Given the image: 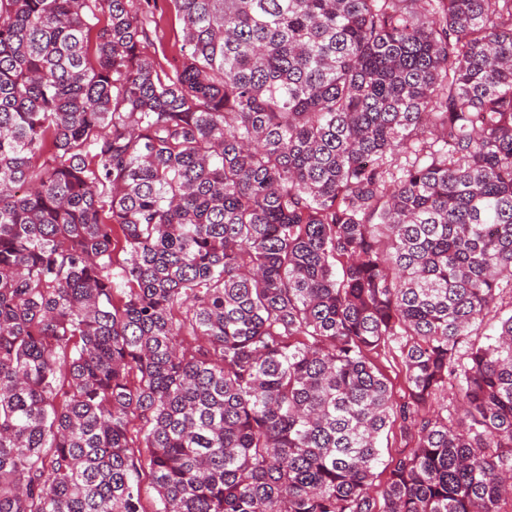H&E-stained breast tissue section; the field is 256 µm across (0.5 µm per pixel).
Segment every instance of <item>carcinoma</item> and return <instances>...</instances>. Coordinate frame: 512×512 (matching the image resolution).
Listing matches in <instances>:
<instances>
[{
	"mask_svg": "<svg viewBox=\"0 0 512 512\" xmlns=\"http://www.w3.org/2000/svg\"><path fill=\"white\" fill-rule=\"evenodd\" d=\"M165 3L0 0V512H505L512 0ZM181 22L174 12H167L161 23L159 36L148 45L145 54L156 67L171 71L182 62Z\"/></svg>",
	"mask_w": 512,
	"mask_h": 512,
	"instance_id": "carcinoma-1",
	"label": "carcinoma"
}]
</instances>
